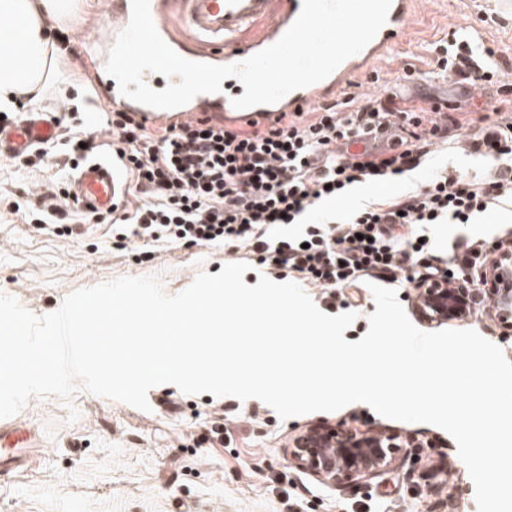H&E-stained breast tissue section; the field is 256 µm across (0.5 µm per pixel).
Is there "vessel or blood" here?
<instances>
[{"mask_svg": "<svg viewBox=\"0 0 512 512\" xmlns=\"http://www.w3.org/2000/svg\"><path fill=\"white\" fill-rule=\"evenodd\" d=\"M186 27L193 41L192 49L176 38L164 20V0H150L156 29L163 40L187 60L226 65L241 62L271 46L297 18L302 0H180ZM414 0H392L386 25L358 54L344 61L325 80L291 92L273 105L237 109L232 98L242 96L244 86L233 77L223 80L221 92L201 94L175 109H154L121 96L117 82L105 71L109 43L90 41L88 49L95 62L96 86L110 90L113 108L136 112L146 126L185 122L210 117L231 126L252 122H273L280 113L297 112L317 102H337L338 93L352 78L368 74L371 63L385 60L399 44L410 18ZM257 22L264 23L262 35L249 39L246 31ZM58 122L49 112H29L24 118L0 124V155L20 158L35 148L54 141ZM72 200L83 208L109 211L121 205L123 184L113 161L93 158L78 170L70 191ZM36 441L31 427L9 419H0V474L14 472L25 461Z\"/></svg>", "mask_w": 512, "mask_h": 512, "instance_id": "vessel-or-blood-1", "label": "vessel or blood"}]
</instances>
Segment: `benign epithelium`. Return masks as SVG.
Masks as SVG:
<instances>
[{
  "mask_svg": "<svg viewBox=\"0 0 512 512\" xmlns=\"http://www.w3.org/2000/svg\"><path fill=\"white\" fill-rule=\"evenodd\" d=\"M496 262L483 268L477 288H450L443 277L422 275L413 283L417 314L431 323L463 321L492 303L498 322L512 328V249L497 247ZM421 448L401 432L359 431L313 425L288 442L292 465L317 482L337 487L345 481L375 478L403 449Z\"/></svg>",
  "mask_w": 512,
  "mask_h": 512,
  "instance_id": "benign-epithelium-1",
  "label": "benign epithelium"
}]
</instances>
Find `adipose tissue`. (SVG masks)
Here are the masks:
<instances>
[{"instance_id": "1", "label": "adipose tissue", "mask_w": 512, "mask_h": 512, "mask_svg": "<svg viewBox=\"0 0 512 512\" xmlns=\"http://www.w3.org/2000/svg\"><path fill=\"white\" fill-rule=\"evenodd\" d=\"M68 6V0H0V107H12L53 77L55 41L46 19Z\"/></svg>"}]
</instances>
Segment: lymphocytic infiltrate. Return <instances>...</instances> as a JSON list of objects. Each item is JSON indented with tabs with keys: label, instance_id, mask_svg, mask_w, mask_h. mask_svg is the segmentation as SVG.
<instances>
[{
	"label": "lymphocytic infiltrate",
	"instance_id": "f902f5d3",
	"mask_svg": "<svg viewBox=\"0 0 512 512\" xmlns=\"http://www.w3.org/2000/svg\"><path fill=\"white\" fill-rule=\"evenodd\" d=\"M394 114L370 104L322 106L265 125L197 119L150 130L135 113H112V156L132 176L140 200L99 220L111 225L116 249L132 242L146 255L168 246L220 247L276 280L323 289L330 299L369 278L404 282L410 259L432 248L427 227L469 224L511 206L512 174L472 182L439 173L344 218L324 213L357 184L410 176L447 131L402 110L395 115L415 129L409 139L384 152L337 154V142L377 136Z\"/></svg>",
	"mask_w": 512,
	"mask_h": 512
}]
</instances>
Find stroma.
<instances>
[{
	"label": "stroma",
	"instance_id": "stroma-1",
	"mask_svg": "<svg viewBox=\"0 0 512 512\" xmlns=\"http://www.w3.org/2000/svg\"><path fill=\"white\" fill-rule=\"evenodd\" d=\"M111 9L112 0H72L61 18L51 19L53 29L69 37L66 53L54 60L66 81H49L27 111L59 114L85 96L92 67L86 39L102 32ZM455 34L470 41L475 64L484 63L485 50L493 51L500 82L435 70V42ZM347 92L394 109L446 105L461 124L451 128L447 141L430 146L427 162L409 179L355 188L333 211L397 195L442 170L474 182L493 175L496 163L480 154L477 142L484 116L512 124V0H419L395 51ZM73 176L59 142L33 164L0 158V294L43 316L75 290L119 277L158 276L165 294L173 296L200 272L222 271L220 247L170 246L139 260L134 249L115 250L109 225L96 220L76 221L75 235L60 237L13 213L14 203L36 204ZM428 235L434 250L414 268L443 271L466 249L512 239V212H490L479 224H437ZM148 400L151 409L144 412L85 391L68 402L30 399L15 419L37 432L39 446L23 467L0 476V512H477L457 444L436 426L387 419L362 403L283 421L255 398L187 395L172 385L152 388ZM72 408L78 412L73 421ZM220 415L229 420L223 443L208 433L210 420ZM321 423L398 430L423 446L378 478L328 488L297 471L285 455L295 434Z\"/></svg>",
	"mask_w": 512,
	"mask_h": 512
}]
</instances>
